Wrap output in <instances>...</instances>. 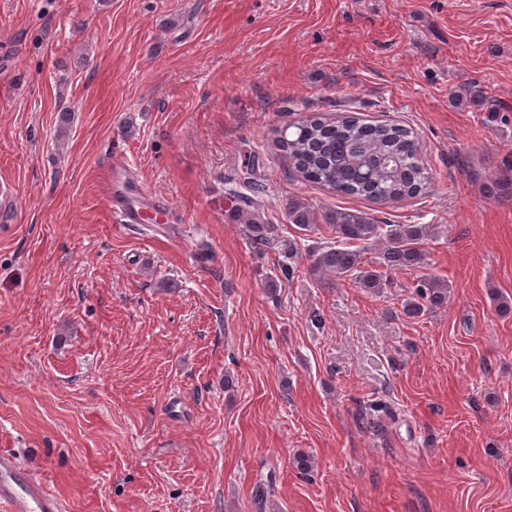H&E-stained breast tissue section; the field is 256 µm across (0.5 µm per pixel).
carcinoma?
I'll use <instances>...</instances> for the list:
<instances>
[{
  "label": "carcinoma",
  "instance_id": "obj_1",
  "mask_svg": "<svg viewBox=\"0 0 512 512\" xmlns=\"http://www.w3.org/2000/svg\"><path fill=\"white\" fill-rule=\"evenodd\" d=\"M279 148L306 181L340 194L393 203L424 193L431 177L421 158L422 146L412 128L390 122L365 123L345 116L329 122L309 117L295 125V132L279 140ZM248 214L249 232L268 240L269 225L257 223V208L245 195H236ZM288 219L302 227L316 225L314 213L301 202L288 207ZM336 245L311 255L310 272L329 282L350 278L360 287L377 292L387 279L377 269L366 267L361 247L384 244L379 266L388 271L420 270L425 254L419 244L428 236L427 224H386L357 209L339 208L324 215ZM448 303V283L432 276L419 277L416 297L404 305L408 315L424 308H441Z\"/></svg>",
  "mask_w": 512,
  "mask_h": 512
}]
</instances>
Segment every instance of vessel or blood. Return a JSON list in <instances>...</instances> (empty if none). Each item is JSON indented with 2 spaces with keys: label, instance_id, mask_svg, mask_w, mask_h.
<instances>
[{
  "label": "vessel or blood",
  "instance_id": "vessel-or-blood-1",
  "mask_svg": "<svg viewBox=\"0 0 512 512\" xmlns=\"http://www.w3.org/2000/svg\"><path fill=\"white\" fill-rule=\"evenodd\" d=\"M149 193L141 183H114L109 187L112 216L119 224L142 220L138 200ZM0 512H63L60 500L48 489L44 479L29 469L10 450L0 449Z\"/></svg>",
  "mask_w": 512,
  "mask_h": 512
}]
</instances>
